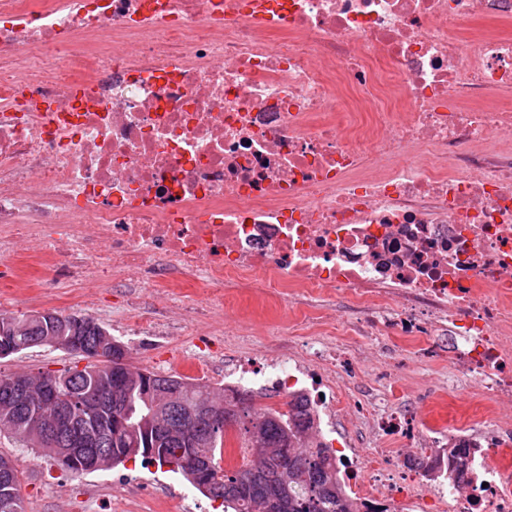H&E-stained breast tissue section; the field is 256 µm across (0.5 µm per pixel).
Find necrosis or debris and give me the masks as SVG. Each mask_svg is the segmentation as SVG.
I'll use <instances>...</instances> for the list:
<instances>
[{
  "label": "necrosis or debris",
  "mask_w": 512,
  "mask_h": 512,
  "mask_svg": "<svg viewBox=\"0 0 512 512\" xmlns=\"http://www.w3.org/2000/svg\"><path fill=\"white\" fill-rule=\"evenodd\" d=\"M512 0H0V280L135 276L195 336L228 288L345 296L373 335L448 332L456 377L512 404ZM193 289V303L182 299ZM130 307L139 310V296ZM357 364L309 349L233 388L315 389L357 412ZM414 454L472 448L452 512H512V425L438 430L386 408ZM362 499L414 493L384 454H340Z\"/></svg>",
  "instance_id": "necrosis-or-debris-1"
}]
</instances>
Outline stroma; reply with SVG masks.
Instances as JSON below:
<instances>
[{
	"mask_svg": "<svg viewBox=\"0 0 512 512\" xmlns=\"http://www.w3.org/2000/svg\"><path fill=\"white\" fill-rule=\"evenodd\" d=\"M75 290L64 283L44 289L30 298L4 307L7 315L56 311L92 318L112 330L117 340L128 349L129 358L137 366L162 374L172 371L173 364H191L196 357L195 339L171 336L161 339L140 336L120 330L128 316L127 288L122 283L98 291V301L88 309L74 299ZM227 309H216V318L224 324L225 354L215 357L213 369L223 372L225 356L238 361L258 358L273 351L288 350L293 341L292 326L305 312L320 306L336 310L346 321L355 314L341 296L325 299L303 298L290 303L265 298L262 294L234 293L227 295ZM309 342L315 347H333L358 357L355 377L343 384L353 401L383 398L387 387L379 372L384 362L396 361L403 367L400 393L391 401V409H408L433 428L447 427L452 419H472L474 427L488 428L503 420H512V405L491 404L484 380L467 377L458 387L448 385V339L437 337V352L425 351L423 343L402 342L385 347L384 337L358 336L333 331L324 325L308 327ZM74 356L49 347H33L12 358L0 360V371L25 369L33 372L58 370L74 363ZM329 438H352L359 453L385 452L393 461H400L407 446L400 436L374 433L366 418L340 419L328 433ZM0 452L11 454L22 473L21 495L26 512H184L182 494H190L189 505L194 512H223L220 501L204 496L169 467L142 466L128 461L91 474H77L45 457L38 448L20 447L8 434H0Z\"/></svg>",
	"mask_w": 512,
	"mask_h": 512,
	"instance_id": "1",
	"label": "stroma"
}]
</instances>
